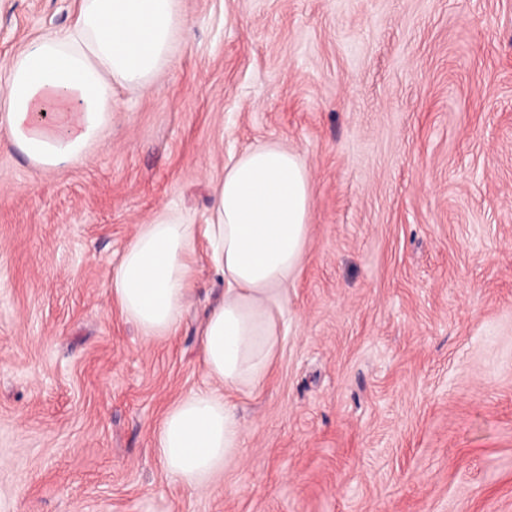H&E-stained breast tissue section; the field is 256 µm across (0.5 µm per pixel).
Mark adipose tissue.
<instances>
[{
	"instance_id": "1",
	"label": "adipose tissue",
	"mask_w": 512,
	"mask_h": 512,
	"mask_svg": "<svg viewBox=\"0 0 512 512\" xmlns=\"http://www.w3.org/2000/svg\"><path fill=\"white\" fill-rule=\"evenodd\" d=\"M186 29L181 0H82L74 26L33 41L12 63L0 84V131L45 167L85 162L110 125L113 85L149 89ZM310 200L297 152L254 147L225 165L207 223L158 211L112 271L113 302L152 338L175 335L182 323L197 243L224 282L201 336L212 383L173 403L152 437L167 475L188 489L209 487L242 446L233 396L260 384L280 351Z\"/></svg>"
}]
</instances>
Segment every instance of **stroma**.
<instances>
[{
	"mask_svg": "<svg viewBox=\"0 0 512 512\" xmlns=\"http://www.w3.org/2000/svg\"><path fill=\"white\" fill-rule=\"evenodd\" d=\"M80 0H0V82ZM151 88L82 164L0 141V512H512V0H182ZM296 151L310 233L289 330L236 394L214 487L152 433L210 385L206 262L178 335L109 280L141 225L203 223L230 155Z\"/></svg>",
	"mask_w": 512,
	"mask_h": 512,
	"instance_id": "35a3bbf8",
	"label": "stroma"
}]
</instances>
